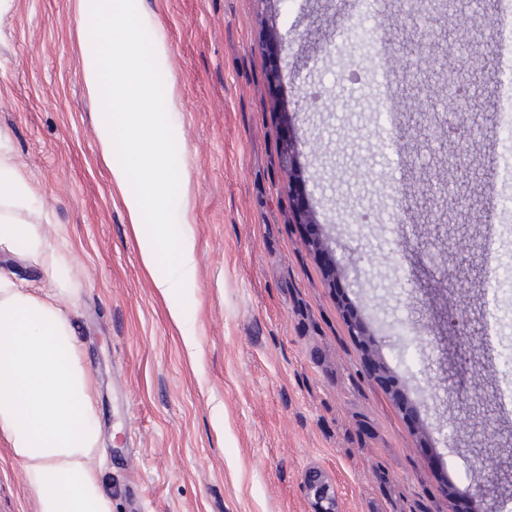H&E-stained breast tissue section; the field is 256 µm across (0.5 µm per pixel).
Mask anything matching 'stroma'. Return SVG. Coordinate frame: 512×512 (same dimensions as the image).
<instances>
[{
	"label": "stroma",
	"instance_id": "stroma-1",
	"mask_svg": "<svg viewBox=\"0 0 512 512\" xmlns=\"http://www.w3.org/2000/svg\"><path fill=\"white\" fill-rule=\"evenodd\" d=\"M154 43L187 177L178 223L196 238L186 293L198 359L145 269L124 192L111 185L84 83L75 0H11L0 14V150L37 193L32 225L66 257L51 272L22 239L0 276L57 302L96 382L112 512H312L315 468L340 512H455L492 456L471 512H512V137L503 79L455 57L477 99L470 140H428L422 89L396 52L435 29L409 0H136ZM281 39L271 90L267 37ZM303 145L314 221L296 223L279 132ZM395 141L386 148L379 123ZM460 281L444 276L458 254ZM469 324L450 365L429 331ZM366 336L351 334V320ZM416 417H409L406 406ZM0 512H38L0 434Z\"/></svg>",
	"mask_w": 512,
	"mask_h": 512
}]
</instances>
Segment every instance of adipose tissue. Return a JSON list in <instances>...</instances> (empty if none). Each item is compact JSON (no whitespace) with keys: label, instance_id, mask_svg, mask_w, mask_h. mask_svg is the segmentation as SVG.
I'll use <instances>...</instances> for the list:
<instances>
[{"label":"adipose tissue","instance_id":"1","mask_svg":"<svg viewBox=\"0 0 512 512\" xmlns=\"http://www.w3.org/2000/svg\"><path fill=\"white\" fill-rule=\"evenodd\" d=\"M33 197L0 152V244L24 236L32 260L54 271L64 256L48 250L37 230L13 222ZM96 414L94 383L68 321L53 302L0 278V432L39 512H112L94 464Z\"/></svg>","mask_w":512,"mask_h":512}]
</instances>
